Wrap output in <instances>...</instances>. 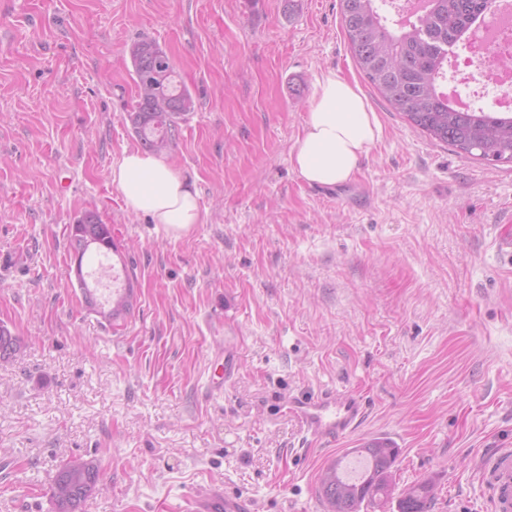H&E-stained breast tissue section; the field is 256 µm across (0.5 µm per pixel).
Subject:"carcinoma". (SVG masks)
<instances>
[{
    "mask_svg": "<svg viewBox=\"0 0 512 512\" xmlns=\"http://www.w3.org/2000/svg\"><path fill=\"white\" fill-rule=\"evenodd\" d=\"M388 0H340L341 22L351 51L364 77L389 108L431 139L453 147L481 163H512V110L486 111L456 106L440 86L448 69L450 48L463 42L490 9L493 0H428L427 12L412 21H388L380 4ZM129 56L138 93L128 119L141 145L163 154L176 142L181 123L194 112L190 90L177 80L172 58L156 43L141 39ZM103 243L99 252L117 250L112 228L88 212L70 228L74 253L85 255L86 241ZM133 307V293L118 294L108 321L125 317ZM359 451L366 466L349 477L338 458L319 475V492L327 512H361L392 501V477L399 448L387 438L366 442ZM102 469L90 460L82 467L64 462L49 487L52 512H81L96 491ZM434 496L428 480L406 489L396 501L397 512H427Z\"/></svg>",
    "mask_w": 512,
    "mask_h": 512,
    "instance_id": "1",
    "label": "carcinoma"
}]
</instances>
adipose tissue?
Listing matches in <instances>:
<instances>
[{"label": "adipose tissue", "mask_w": 512, "mask_h": 512, "mask_svg": "<svg viewBox=\"0 0 512 512\" xmlns=\"http://www.w3.org/2000/svg\"><path fill=\"white\" fill-rule=\"evenodd\" d=\"M382 136V125L360 91L326 71L317 79L292 162L308 184L341 185L356 177L362 156ZM110 177L129 213L150 216L169 235H185L203 220L196 190L156 154L124 153Z\"/></svg>", "instance_id": "obj_1"}]
</instances>
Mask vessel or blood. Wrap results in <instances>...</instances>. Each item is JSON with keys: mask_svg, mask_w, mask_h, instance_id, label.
<instances>
[{"mask_svg": "<svg viewBox=\"0 0 512 512\" xmlns=\"http://www.w3.org/2000/svg\"><path fill=\"white\" fill-rule=\"evenodd\" d=\"M288 410L313 441L334 442L352 433L367 412L364 399L353 391L332 390L317 396L296 398ZM480 482L491 512H512V448H497L484 455ZM191 512H251L246 500L212 488L195 496Z\"/></svg>", "mask_w": 512, "mask_h": 512, "instance_id": "vessel-or-blood-1", "label": "vessel or blood"}]
</instances>
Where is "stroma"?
<instances>
[{
    "label": "stroma",
    "instance_id": "obj_1",
    "mask_svg": "<svg viewBox=\"0 0 512 512\" xmlns=\"http://www.w3.org/2000/svg\"><path fill=\"white\" fill-rule=\"evenodd\" d=\"M166 50L196 107L164 159L201 224L165 234L110 172L139 148L129 47ZM356 84L382 139L339 199L290 154L318 76ZM111 225L131 312L89 309L70 226ZM512 164L476 162L391 112L361 74L340 0H0V512H51L67 459L111 491L82 512H191L209 486L254 512H325L318 476L394 441L393 489L431 480L428 512H489L483 456L512 448ZM236 371L209 389L215 359ZM367 402L309 445L289 399Z\"/></svg>",
    "mask_w": 512,
    "mask_h": 512
}]
</instances>
